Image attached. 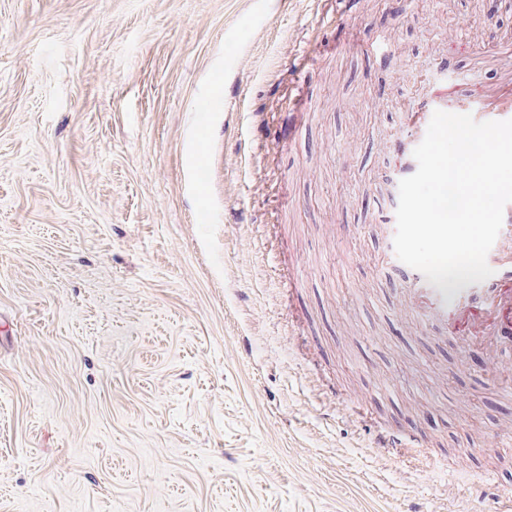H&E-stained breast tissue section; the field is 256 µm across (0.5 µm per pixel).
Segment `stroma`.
<instances>
[{
	"instance_id": "1",
	"label": "stroma",
	"mask_w": 512,
	"mask_h": 512,
	"mask_svg": "<svg viewBox=\"0 0 512 512\" xmlns=\"http://www.w3.org/2000/svg\"><path fill=\"white\" fill-rule=\"evenodd\" d=\"M507 77L482 0H0V512H494L512 335L404 311L384 216ZM436 110L469 113L480 122L512 119V78L492 89L478 90L466 98L437 94L431 101L413 106L403 120V126L410 130V134L408 132L394 140L401 180L417 170L413 150L423 140Z\"/></svg>"
}]
</instances>
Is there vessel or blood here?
I'll return each instance as SVG.
<instances>
[{
    "instance_id": "vessel-or-blood-1",
    "label": "vessel or blood",
    "mask_w": 512,
    "mask_h": 512,
    "mask_svg": "<svg viewBox=\"0 0 512 512\" xmlns=\"http://www.w3.org/2000/svg\"><path fill=\"white\" fill-rule=\"evenodd\" d=\"M471 114L475 120L512 119V79L489 90H479L465 98L436 95L429 102L412 107L404 116L407 135L395 140L401 177L415 173L417 162L413 150L426 133L435 111ZM496 283L487 298L472 301L468 307L449 301L447 290L431 285L422 273L404 267L400 271L401 286L423 304L424 316L434 323L463 328L475 339H485L487 333L503 334L512 331V261H497L492 266Z\"/></svg>"
}]
</instances>
